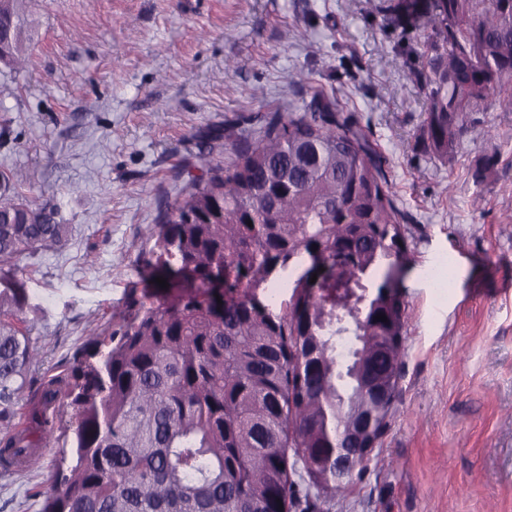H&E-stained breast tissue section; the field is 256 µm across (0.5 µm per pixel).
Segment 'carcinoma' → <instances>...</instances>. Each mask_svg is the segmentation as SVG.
Here are the masks:
<instances>
[{"instance_id": "cac0c4a2", "label": "carcinoma", "mask_w": 512, "mask_h": 512, "mask_svg": "<svg viewBox=\"0 0 512 512\" xmlns=\"http://www.w3.org/2000/svg\"><path fill=\"white\" fill-rule=\"evenodd\" d=\"M32 3L0 0V63L17 73ZM420 19L423 137L446 160L465 135L486 133L472 114L488 101L512 108V0H435ZM221 141L226 166L210 160ZM198 159L202 174L150 233L140 295L118 328L93 330L66 373L35 387L22 430L15 406L38 349L19 321L24 283L0 289V467L30 470L33 449H60V489L40 512H290L298 470L336 466L338 448L360 466L388 427L406 317L389 267L405 265L408 246L382 155L317 91L306 111L273 112L257 133L214 136ZM26 182L20 170L0 173L3 265L68 240L54 208L20 192ZM315 250L316 281L298 277L274 311L259 292ZM372 272L376 307L336 302ZM374 410L373 433L355 436L350 427Z\"/></svg>"}]
</instances>
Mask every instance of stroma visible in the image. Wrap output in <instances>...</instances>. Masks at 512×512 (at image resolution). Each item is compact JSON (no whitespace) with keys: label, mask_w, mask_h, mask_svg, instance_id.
<instances>
[{"label":"stroma","mask_w":512,"mask_h":512,"mask_svg":"<svg viewBox=\"0 0 512 512\" xmlns=\"http://www.w3.org/2000/svg\"><path fill=\"white\" fill-rule=\"evenodd\" d=\"M397 2L34 0L26 72L0 65V170L25 171L23 193L72 232L13 270L39 348L31 374H63L90 331L117 326L202 141L258 132L318 89L382 154L410 260L393 416L346 488L308 512H512V112L484 107L489 136L435 158L412 76L419 30ZM54 455L0 470V512H38Z\"/></svg>","instance_id":"1"}]
</instances>
